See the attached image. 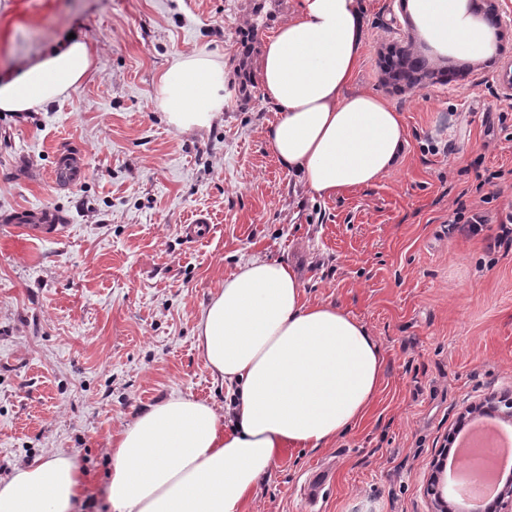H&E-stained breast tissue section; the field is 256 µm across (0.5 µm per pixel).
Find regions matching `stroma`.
I'll return each instance as SVG.
<instances>
[{
  "label": "stroma",
  "instance_id": "1",
  "mask_svg": "<svg viewBox=\"0 0 512 512\" xmlns=\"http://www.w3.org/2000/svg\"><path fill=\"white\" fill-rule=\"evenodd\" d=\"M355 90L401 113L409 146L375 185L311 196L277 161L263 96V43L295 0H0V77L68 35L95 66L37 112H0V480L63 454L83 471L73 512H111L113 441L173 395L223 410L227 390L196 348L201 308L252 257L298 273L306 297L344 307L383 352L361 425L327 446L284 449L243 512H431L432 461L465 409L512 392V0L479 60L427 40L409 0H362ZM435 74L387 83L388 48ZM224 63L209 128L179 132L158 78L180 54ZM60 221L24 231L28 209ZM487 215L473 233L456 209ZM209 215L208 238L181 227ZM327 471L316 506L305 491Z\"/></svg>",
  "mask_w": 512,
  "mask_h": 512
}]
</instances>
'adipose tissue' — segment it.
I'll list each match as a JSON object with an SVG mask.
<instances>
[{"mask_svg":"<svg viewBox=\"0 0 512 512\" xmlns=\"http://www.w3.org/2000/svg\"><path fill=\"white\" fill-rule=\"evenodd\" d=\"M434 44L481 59L494 27L466 16L464 0H411ZM358 0H298L265 41L259 80L281 112L270 150L313 195L335 198L374 185L398 165L404 123L380 97L350 89L363 47ZM94 66L74 38L0 80V111L44 109L76 90ZM158 104L180 132L224 110V64L178 56L159 77ZM196 343L234 400L225 414L172 396L148 406L112 449V512H242L244 500L286 448H320L364 418L382 381L383 355L347 310L310 303L288 264L255 257L226 277L202 308ZM81 473L64 455L16 468L0 482V512H72Z\"/></svg>","mask_w":512,"mask_h":512,"instance_id":"adipose-tissue-1","label":"adipose tissue"}]
</instances>
